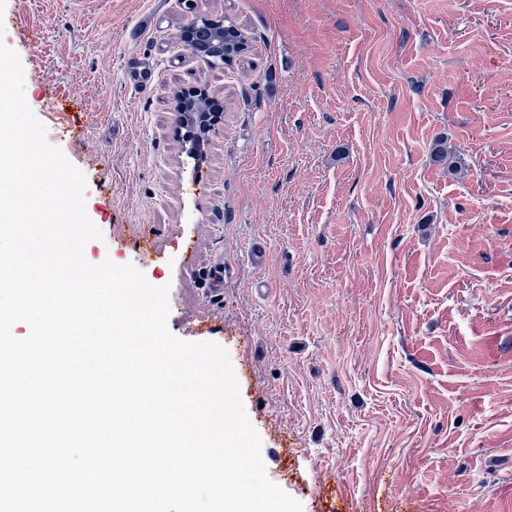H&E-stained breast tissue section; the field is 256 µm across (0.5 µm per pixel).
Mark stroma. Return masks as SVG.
I'll use <instances>...</instances> for the list:
<instances>
[{
    "label": "stroma",
    "instance_id": "1",
    "mask_svg": "<svg viewBox=\"0 0 512 512\" xmlns=\"http://www.w3.org/2000/svg\"><path fill=\"white\" fill-rule=\"evenodd\" d=\"M0 14L28 106L86 176V260L168 286L170 332L246 370L271 481L303 512H512V0ZM200 16L233 18L250 52L192 54ZM197 88L223 115L194 160L174 94ZM439 138L464 172L432 162ZM127 83L145 91L153 84V69L138 57L131 54L126 62Z\"/></svg>",
    "mask_w": 512,
    "mask_h": 512
}]
</instances>
